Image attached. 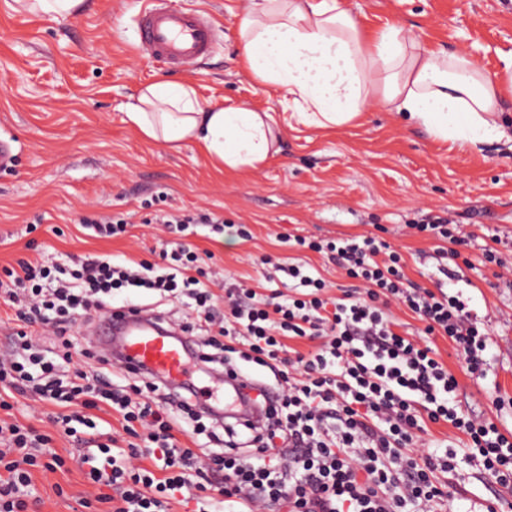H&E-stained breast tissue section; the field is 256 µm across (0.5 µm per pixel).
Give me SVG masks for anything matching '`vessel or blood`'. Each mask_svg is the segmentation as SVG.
<instances>
[{"instance_id": "obj_1", "label": "vessel or blood", "mask_w": 512, "mask_h": 512, "mask_svg": "<svg viewBox=\"0 0 512 512\" xmlns=\"http://www.w3.org/2000/svg\"><path fill=\"white\" fill-rule=\"evenodd\" d=\"M137 47L154 61L172 69L198 66L213 52L217 28L203 9H179L172 0H144L136 15ZM146 317L131 307L110 308L97 321L92 343L111 359L134 369H147L171 381L188 372L194 351L192 337L167 335L147 326ZM228 399L236 400V418L260 422L265 405L276 399L272 388L257 390L239 377L229 382Z\"/></svg>"}]
</instances>
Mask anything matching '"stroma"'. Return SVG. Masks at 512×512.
Here are the masks:
<instances>
[{"mask_svg":"<svg viewBox=\"0 0 512 512\" xmlns=\"http://www.w3.org/2000/svg\"><path fill=\"white\" fill-rule=\"evenodd\" d=\"M206 8L218 28L210 58L173 71L141 55L135 17L142 0H85L79 14L52 18L18 13L0 0V139L12 141L15 161L0 168V268L20 258L60 262L87 252L115 260L147 258L173 236L155 214L214 213L244 224L251 240L207 235L187 243L212 252L231 276L258 275L254 258H285V235L319 238L366 235L385 227L405 272L433 287L437 241L410 235L409 221L447 213L472 239L462 251L470 265L472 306L490 333L486 379L468 377L453 346L436 337L440 359L467 393L481 392L482 409L512 431V288L498 285L497 266L483 263L492 235L512 265V147L489 141L461 149L370 101L358 123L323 129L300 121L293 102L244 68L239 24L252 0H175ZM364 34L396 24L427 49L463 54L486 72L512 61V0H343ZM167 80L190 83L201 103L269 113L280 151L258 169L214 164L190 143L173 148L146 138L128 119L140 89ZM122 215L132 235L97 238L81 217ZM67 472L36 473L38 512H86L78 503L89 486L75 461ZM458 494L447 512H478L491 493L478 471L459 464Z\"/></svg>","mask_w":512,"mask_h":512,"instance_id":"35a3bbf8","label":"stroma"}]
</instances>
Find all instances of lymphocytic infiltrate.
<instances>
[{
	"label": "lymphocytic infiltrate",
	"mask_w": 512,
	"mask_h": 512,
	"mask_svg": "<svg viewBox=\"0 0 512 512\" xmlns=\"http://www.w3.org/2000/svg\"><path fill=\"white\" fill-rule=\"evenodd\" d=\"M409 227L439 240L438 271L449 289L414 283L401 255L367 235L292 238L359 280L339 297L308 263L266 256L269 289L237 282L216 298L195 275L199 253L181 243L155 262L91 253L53 265L18 259L0 271V301L17 319L12 349L0 357V389L53 406L50 421L79 450L95 490L81 501L88 512H169L174 503L190 512H442V477L461 460L494 486L485 512H500L512 493V433L461 392L429 344L448 338L465 373L487 377L490 337L449 267L469 239L440 216ZM282 275L284 287L275 288ZM150 295L193 312L186 322L159 321L195 339L202 371L215 365L236 377L248 363L271 372L279 399L263 424L204 422L196 387L178 392L153 373L78 348L70 334L78 318L113 304L146 313ZM394 304L421 322L416 335L397 332ZM301 339L313 349L293 348ZM101 412L115 416L127 446L97 432ZM441 422L463 434L461 450L443 452L426 439L428 424ZM200 434L208 448L182 445ZM52 442L33 425L0 418V512H28L38 502L35 471L64 468Z\"/></svg>",
	"instance_id": "obj_1"
}]
</instances>
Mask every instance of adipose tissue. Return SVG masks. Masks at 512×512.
Here are the masks:
<instances>
[{
  "label": "adipose tissue",
  "instance_id": "1",
  "mask_svg": "<svg viewBox=\"0 0 512 512\" xmlns=\"http://www.w3.org/2000/svg\"><path fill=\"white\" fill-rule=\"evenodd\" d=\"M239 40L250 73L283 89L301 120L317 127L358 121L377 95L435 139L462 148L512 143L499 122L512 63L485 77L466 56L408 50L400 28L367 37L340 0H257ZM127 116L151 140L191 142L223 167L254 169L279 150L267 113L202 105L188 83L144 86Z\"/></svg>",
  "mask_w": 512,
  "mask_h": 512
}]
</instances>
